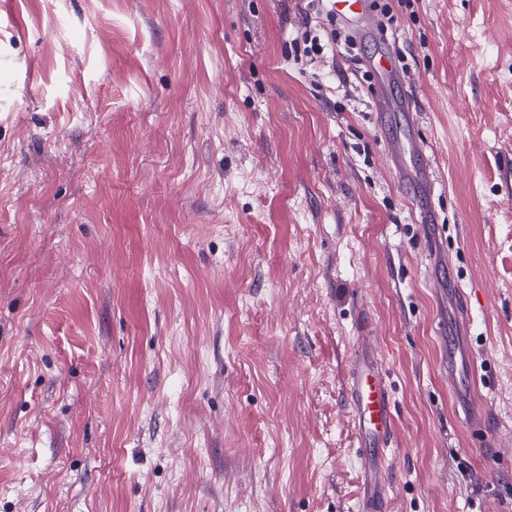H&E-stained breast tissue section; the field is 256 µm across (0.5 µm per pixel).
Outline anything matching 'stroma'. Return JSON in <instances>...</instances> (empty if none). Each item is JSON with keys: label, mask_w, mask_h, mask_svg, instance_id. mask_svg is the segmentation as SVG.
Listing matches in <instances>:
<instances>
[{"label": "stroma", "mask_w": 512, "mask_h": 512, "mask_svg": "<svg viewBox=\"0 0 512 512\" xmlns=\"http://www.w3.org/2000/svg\"><path fill=\"white\" fill-rule=\"evenodd\" d=\"M378 2L385 90L299 70L303 0H0V512H356L363 305L388 512H512V0ZM454 282L493 457L443 374ZM404 117L408 129L404 138L405 141L387 142L386 150L388 157L394 164L397 174L401 180L411 179L415 181L417 185H419L424 191H431L435 186V178L433 162L429 156H424L422 166L419 170H414V172L408 171L406 168L400 166L399 164V160L405 148V143L411 144V135L414 132V129L421 123L419 112H405ZM347 367V400L354 422L357 457L364 472L361 512H381L389 494V452L396 419L387 375L363 317Z\"/></svg>", "instance_id": "stroma-1"}]
</instances>
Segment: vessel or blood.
<instances>
[{
  "mask_svg": "<svg viewBox=\"0 0 512 512\" xmlns=\"http://www.w3.org/2000/svg\"><path fill=\"white\" fill-rule=\"evenodd\" d=\"M368 0H333V9L347 19L356 21L361 34L374 31L377 19L367 7ZM405 144L401 141L387 143V154L398 163ZM400 179L413 180L423 190L435 186L434 167L431 159H424L419 170H397ZM369 323H362L356 336L347 367V400L354 422L357 457L364 472V489L359 501L360 512H383L389 494V452L393 446L396 419L392 395L387 383L386 371L377 352L376 344L369 336ZM470 318L466 309H458L452 332L448 337L450 355L445 365L448 386L452 392L462 393L460 370L475 374L476 362L470 345ZM466 425L469 430L482 432L486 429V412L476 397H468L464 403Z\"/></svg>",
  "mask_w": 512,
  "mask_h": 512,
  "instance_id": "obj_1",
  "label": "vessel or blood"
}]
</instances>
